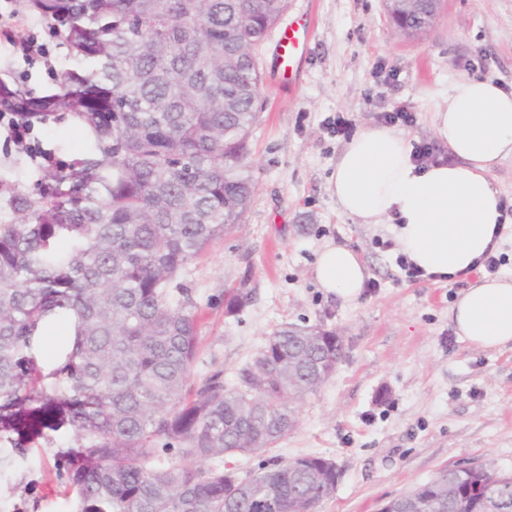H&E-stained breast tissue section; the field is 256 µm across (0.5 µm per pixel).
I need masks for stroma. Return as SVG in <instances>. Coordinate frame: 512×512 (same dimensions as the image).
Returning a JSON list of instances; mask_svg holds the SVG:
<instances>
[{"instance_id":"35a3bbf8","label":"stroma","mask_w":512,"mask_h":512,"mask_svg":"<svg viewBox=\"0 0 512 512\" xmlns=\"http://www.w3.org/2000/svg\"><path fill=\"white\" fill-rule=\"evenodd\" d=\"M15 38L36 37L46 57L30 61L0 34V79L35 93L55 88L74 67L68 48L27 0H0ZM312 31L290 78L271 64L278 38L258 48V118L250 136L256 193L241 224L188 265L182 282L198 307L194 380L213 372L233 382L267 337L284 323L317 325L341 336L335 373L300 406V424L264 452L236 458L240 470L269 459L317 455L341 470L316 512H379L443 469L493 462L512 473V350L485 351L456 335L451 307L475 274L408 282L388 226L342 215L329 191L347 133L378 126L384 113L410 112L403 130L430 161L448 159L432 133L433 116L454 83L490 77L512 87V0H443L434 25L418 36L394 31L383 0H288L280 25ZM40 149L66 168L80 159L87 134L66 120L35 124ZM41 167L0 137V223L10 221V190H34ZM357 250L370 287L348 303L312 276L326 244ZM247 286L252 300L226 315L224 294ZM76 495L57 471L43 438L21 464L0 463V512H75Z\"/></svg>"}]
</instances>
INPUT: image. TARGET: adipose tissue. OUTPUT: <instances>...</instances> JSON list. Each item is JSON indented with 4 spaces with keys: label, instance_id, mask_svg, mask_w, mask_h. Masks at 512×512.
Listing matches in <instances>:
<instances>
[{
    "label": "adipose tissue",
    "instance_id": "obj_1",
    "mask_svg": "<svg viewBox=\"0 0 512 512\" xmlns=\"http://www.w3.org/2000/svg\"><path fill=\"white\" fill-rule=\"evenodd\" d=\"M432 126L453 162L417 164L405 132L362 126L340 151L329 190L343 215L389 225L399 253L425 274L451 279L477 269L497 244L501 199L491 175L512 158V89L488 78L460 79ZM312 271L320 288L347 302L359 298L368 277L358 252L345 244L324 246ZM451 320L473 346H512V276L471 284Z\"/></svg>",
    "mask_w": 512,
    "mask_h": 512
}]
</instances>
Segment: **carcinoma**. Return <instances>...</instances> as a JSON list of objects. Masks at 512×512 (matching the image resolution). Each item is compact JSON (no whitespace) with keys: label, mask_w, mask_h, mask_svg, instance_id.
I'll use <instances>...</instances> for the list:
<instances>
[{"label":"carcinoma","mask_w":512,"mask_h":512,"mask_svg":"<svg viewBox=\"0 0 512 512\" xmlns=\"http://www.w3.org/2000/svg\"><path fill=\"white\" fill-rule=\"evenodd\" d=\"M80 69L37 95L0 81V109L26 124L71 118L88 147L38 190L14 192L0 223V445L72 427L57 457L76 512H297L336 489L321 456L227 466L299 424L328 380L336 332L284 324L234 382L190 383L198 314L187 265L241 223L255 191L248 136L256 49L287 0H29ZM65 237L66 253L53 247ZM237 316L251 290L228 292ZM73 328L41 369L34 341ZM449 471L414 489L424 512H469ZM490 464L468 475L498 482Z\"/></svg>","instance_id":"cac0c4a2"}]
</instances>
